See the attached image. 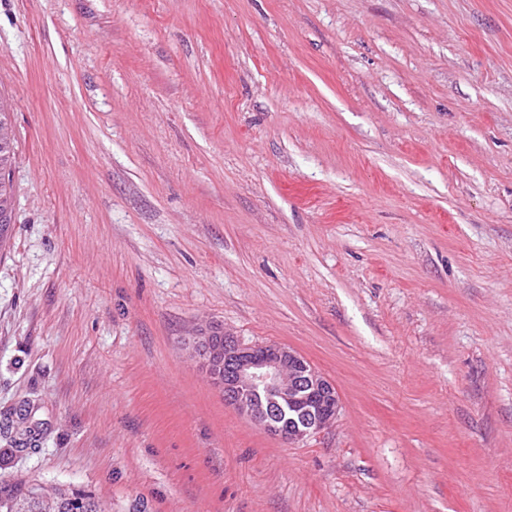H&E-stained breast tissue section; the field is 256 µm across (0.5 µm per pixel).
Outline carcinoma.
<instances>
[{
	"label": "carcinoma",
	"mask_w": 512,
	"mask_h": 512,
	"mask_svg": "<svg viewBox=\"0 0 512 512\" xmlns=\"http://www.w3.org/2000/svg\"><path fill=\"white\" fill-rule=\"evenodd\" d=\"M15 159V139L8 143L0 142V248L10 239L13 224V189L6 172ZM40 487L14 485L0 488V512H12L20 507V512H100L99 505L91 495L74 489L56 488L53 500L39 494Z\"/></svg>",
	"instance_id": "obj_1"
}]
</instances>
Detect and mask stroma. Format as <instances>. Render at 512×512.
Listing matches in <instances>:
<instances>
[{
	"mask_svg": "<svg viewBox=\"0 0 512 512\" xmlns=\"http://www.w3.org/2000/svg\"><path fill=\"white\" fill-rule=\"evenodd\" d=\"M0 487L512 512V0H0ZM333 381L284 442L184 339ZM15 159V135L9 143L0 140V249L10 239L11 224H13V189L9 179V171ZM7 179H6V172Z\"/></svg>",
	"mask_w": 512,
	"mask_h": 512,
	"instance_id": "35a3bbf8",
	"label": "stroma"
}]
</instances>
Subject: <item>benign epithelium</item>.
Instances as JSON below:
<instances>
[{"label": "benign epithelium", "instance_id": "benign-epithelium-1", "mask_svg": "<svg viewBox=\"0 0 512 512\" xmlns=\"http://www.w3.org/2000/svg\"><path fill=\"white\" fill-rule=\"evenodd\" d=\"M223 339L224 344L217 343ZM191 357L224 393V401L265 431L299 442L329 427L340 399L335 385L300 354L280 345L248 346L217 325L195 330L185 338ZM313 399L295 426L277 423V415Z\"/></svg>", "mask_w": 512, "mask_h": 512}]
</instances>
